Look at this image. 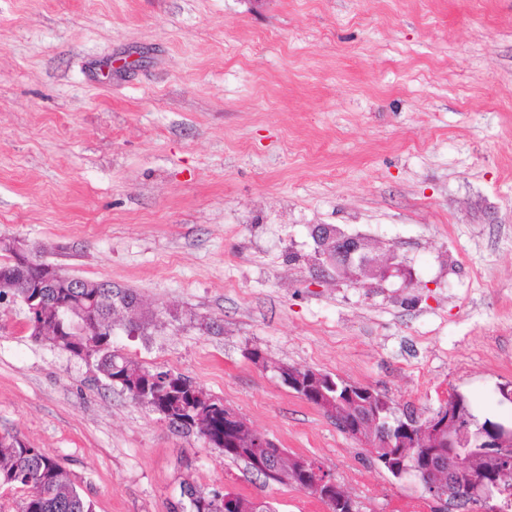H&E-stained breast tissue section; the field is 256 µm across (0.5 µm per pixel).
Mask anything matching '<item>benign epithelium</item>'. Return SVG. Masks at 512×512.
Instances as JSON below:
<instances>
[{
  "label": "benign epithelium",
  "mask_w": 512,
  "mask_h": 512,
  "mask_svg": "<svg viewBox=\"0 0 512 512\" xmlns=\"http://www.w3.org/2000/svg\"><path fill=\"white\" fill-rule=\"evenodd\" d=\"M311 236L322 258L321 272L334 271L336 278L373 287L371 281L385 282L399 278L402 287L414 285L411 269L395 253L382 256L378 247L361 235L345 232L333 224H315ZM0 247L9 250L16 263V270L24 274L29 283L39 288H69L76 295L87 284L61 268L30 253L18 240H1ZM279 379L297 395L307 401L318 403L321 413L330 421L340 425L345 433L359 440L368 452L384 467L399 478L416 479L423 492L440 504V512H457L478 500L484 504L500 495L502 486L493 479L470 476L463 485L458 484V475L469 467L470 455L481 452L493 465L500 468L512 464V430L474 429L464 416L460 404L461 393L454 387L444 392L440 407L423 421L421 430L428 437L414 458L401 457L399 448H410L406 435L414 430L410 422L412 415L404 418L399 435L387 424L392 413L391 403L377 390L363 385L348 383L329 374L312 369L282 366L277 368ZM224 409V447L235 452L246 443L256 449L249 459L251 468L261 474L274 467L277 477L286 483H295L300 489L331 504L345 507V512H356L352 498L341 492L333 475L320 463L309 457H294L289 468L284 469L280 461L286 457L283 449L267 435L256 431L231 408ZM164 418L188 432H196L208 439L201 418L191 412L182 417L164 414ZM229 512H264L265 501L258 498L225 494L217 497Z\"/></svg>",
  "instance_id": "7a95c632"
}]
</instances>
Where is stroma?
I'll list each match as a JSON object with an SVG mask.
<instances>
[{
    "label": "stroma",
    "instance_id": "stroma-1",
    "mask_svg": "<svg viewBox=\"0 0 512 512\" xmlns=\"http://www.w3.org/2000/svg\"><path fill=\"white\" fill-rule=\"evenodd\" d=\"M313 224L414 272L316 274ZM135 291L112 347L189 379L361 512L432 504L281 383L280 365L428 415L453 386L511 418L512 0H0V240ZM95 512H174L183 481L329 512L132 401L0 305V434Z\"/></svg>",
    "mask_w": 512,
    "mask_h": 512
}]
</instances>
